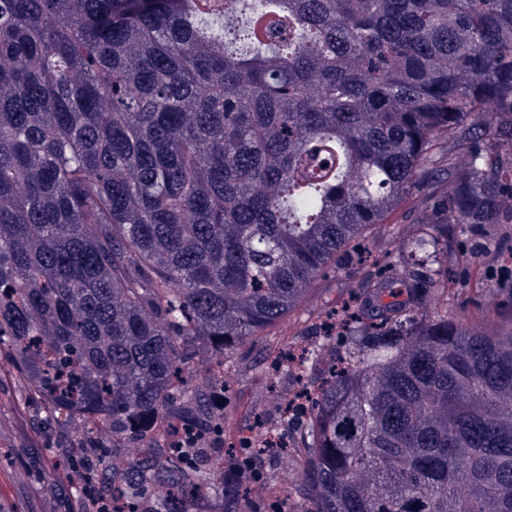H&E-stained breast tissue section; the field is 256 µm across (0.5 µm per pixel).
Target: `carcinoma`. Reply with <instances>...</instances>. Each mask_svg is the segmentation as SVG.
Returning <instances> with one entry per match:
<instances>
[{
  "label": "carcinoma",
  "instance_id": "cac0c4a2",
  "mask_svg": "<svg viewBox=\"0 0 512 512\" xmlns=\"http://www.w3.org/2000/svg\"><path fill=\"white\" fill-rule=\"evenodd\" d=\"M432 170L410 252L512 238V0H0V344L153 450L112 512L225 494L203 429L199 467L156 464L180 405L224 424L183 365L293 311ZM439 275L368 281L310 377L303 512H512V328L428 310Z\"/></svg>",
  "mask_w": 512,
  "mask_h": 512
}]
</instances>
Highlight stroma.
I'll return each mask as SVG.
<instances>
[{
	"instance_id": "35a3bbf8",
	"label": "stroma",
	"mask_w": 512,
	"mask_h": 512,
	"mask_svg": "<svg viewBox=\"0 0 512 512\" xmlns=\"http://www.w3.org/2000/svg\"><path fill=\"white\" fill-rule=\"evenodd\" d=\"M445 175L430 173L420 189L411 191L354 243L362 263L341 262L324 269L298 309L263 333L246 337L224 358V389L212 388L215 361L196 353L185 367L191 384L206 392L211 405L223 409L224 426L217 447L226 452L228 489H241L239 512H298L303 488L304 456L291 451L256 460L257 474L246 477L240 463L246 446H257L271 432L284 433L292 424L284 409L293 392L288 374L271 377L267 366L279 350L294 346L319 349V324L359 292L367 273L390 274L399 264L404 244L419 226L417 217L428 194L443 195ZM454 249L448 255V279L427 297L429 308H447L449 317L486 329L499 324V308L512 288V260L494 258L476 237L449 228ZM80 417L52 413L26 383L14 353L0 346V512H84L82 447L99 457L113 479H122L128 461L143 455L142 444L112 445V432L101 428L84 443Z\"/></svg>"
}]
</instances>
